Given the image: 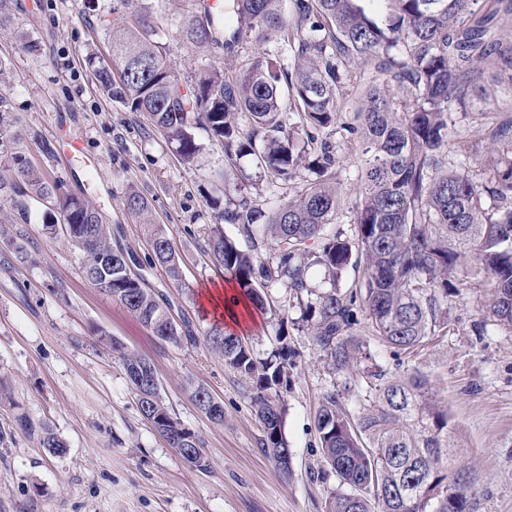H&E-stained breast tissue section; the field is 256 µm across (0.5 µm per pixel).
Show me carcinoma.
I'll list each match as a JSON object with an SVG mask.
<instances>
[{
    "label": "carcinoma",
    "instance_id": "obj_1",
    "mask_svg": "<svg viewBox=\"0 0 512 512\" xmlns=\"http://www.w3.org/2000/svg\"><path fill=\"white\" fill-rule=\"evenodd\" d=\"M136 2L132 19L112 26L111 63L87 56L102 93L147 114L185 165L198 156L193 129L201 127L224 144L227 159L253 156L270 183L284 189L267 211L247 197L224 208L219 220L234 225L239 240L215 224L207 246L251 308L267 310L259 286L279 284L317 313L313 342L336 376L317 413L322 456L337 482L328 512H470L473 483L453 467L457 443L448 411L424 376L390 374L370 340L398 358L448 335L450 310L473 276L490 288L492 316L512 329V119L499 121L473 102L497 98V89L481 84L487 69L509 73L512 94V40L500 34V21L512 19V0H387L383 18L373 9L377 0H293L289 20L282 0H224L219 13L195 0L179 25L186 44L231 53L275 32L293 65L254 56L231 76L207 66L189 89L155 39L153 0ZM460 112L472 139L458 156L448 145ZM354 140L358 196L349 209L340 192L341 152ZM304 157L315 179L290 196L286 189ZM12 167L14 179L0 181V192L13 195L23 213L27 198L50 203L46 225L62 220L86 239L84 274L92 284L112 279L108 294L161 340L197 344L189 319L175 323L133 274L138 256L112 245V230L94 207L59 196L20 154ZM126 209L146 225L151 263L181 281L180 256L163 225L152 222L148 200L132 192ZM347 213L352 239L327 229ZM266 245L274 257L263 261L258 250ZM314 265L323 270L320 291L310 278ZM350 268L360 276L343 288ZM205 341L224 366L255 381L262 449L279 461L288 446L278 388L295 367L287 336L265 359L219 320ZM120 358L135 393L158 381L148 358ZM353 393L359 404L351 411L344 396ZM148 395L138 400L140 414L177 454L201 447L173 418L160 386ZM22 427L44 448H65L44 427Z\"/></svg>",
    "mask_w": 512,
    "mask_h": 512
}]
</instances>
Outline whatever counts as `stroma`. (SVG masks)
Returning <instances> with one entry per match:
<instances>
[{"label": "stroma", "mask_w": 512, "mask_h": 512, "mask_svg": "<svg viewBox=\"0 0 512 512\" xmlns=\"http://www.w3.org/2000/svg\"><path fill=\"white\" fill-rule=\"evenodd\" d=\"M188 0H166L157 41L183 85L202 65L235 68L261 53L276 57L271 35L244 43L237 57L184 43L175 19ZM14 28L27 32L26 48L13 30L0 32V98L10 127L0 133V175L11 158L26 160L55 182L60 193L93 205L113 227L114 245L137 253L147 288L163 294L173 318H189L199 341L179 346L154 336L134 313L93 287L83 254L43 222L45 201L28 200L19 213L0 201V512H325L336 477L322 459L316 415L335 376L316 350L299 307L284 288L262 293L273 311L263 329L247 334L258 357H267L285 330L296 363L280 389L282 434L292 473L282 476L262 452L264 436L252 403V382L225 367L204 336L210 327L200 297L223 287L204 240L231 202L247 196L265 209L278 195L251 157L238 158L240 178L216 174L226 162L222 143L201 128L193 166L143 114L103 97L90 52L108 55L112 23L127 17L120 0H10ZM77 134L84 150L73 164L45 155L39 140L58 143L59 128ZM145 196L155 223L164 226L182 258V282L151 264L142 224L125 207L130 191ZM149 356L160 393L182 427L201 441L208 467L184 462L144 420L113 343ZM379 361L401 372H420L448 410L459 444L456 464L475 478L470 512H512V330L489 310V294L472 279L450 313L447 336L403 361L372 345ZM206 387L224 407L223 422L200 412L192 393ZM51 429L66 444L52 453L17 425L19 418Z\"/></svg>", "instance_id": "1"}]
</instances>
